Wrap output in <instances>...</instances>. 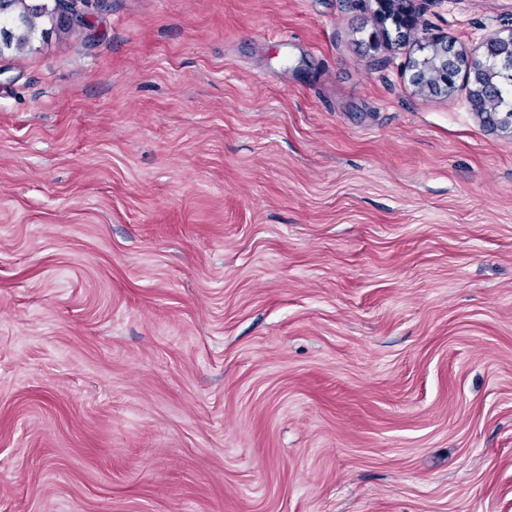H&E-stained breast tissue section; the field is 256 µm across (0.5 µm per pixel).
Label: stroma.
I'll return each mask as SVG.
<instances>
[{"label":"stroma","instance_id":"35a3bbf8","mask_svg":"<svg viewBox=\"0 0 512 512\" xmlns=\"http://www.w3.org/2000/svg\"><path fill=\"white\" fill-rule=\"evenodd\" d=\"M74 8L0 54V512H512V132L408 66L512 0ZM415 1L422 0H378L381 12L386 14L395 12L403 26L413 28L417 24L418 12L414 6Z\"/></svg>","mask_w":512,"mask_h":512}]
</instances>
